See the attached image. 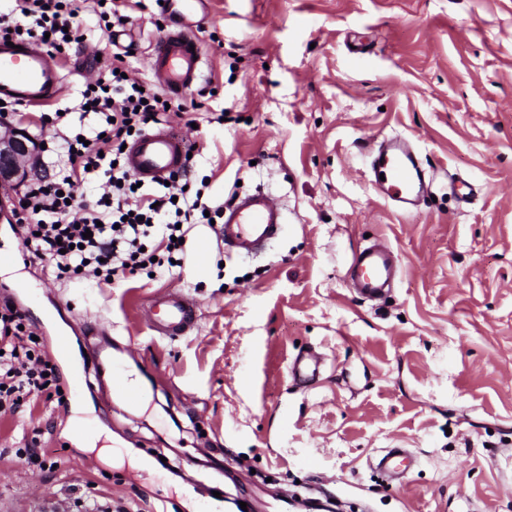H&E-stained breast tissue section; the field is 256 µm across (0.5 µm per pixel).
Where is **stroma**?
I'll use <instances>...</instances> for the list:
<instances>
[{"instance_id": "1", "label": "stroma", "mask_w": 512, "mask_h": 512, "mask_svg": "<svg viewBox=\"0 0 512 512\" xmlns=\"http://www.w3.org/2000/svg\"><path fill=\"white\" fill-rule=\"evenodd\" d=\"M80 7L84 40L56 58L64 92L19 122L38 140L69 133L41 127V112L75 106L112 51L132 49L131 77L151 79L148 52L165 34L156 0H128L113 35L95 0ZM195 37L203 77L186 111L161 121L194 147L191 176L208 177L206 195L263 189L283 208V231L241 256L196 224L182 266L112 287L55 279L28 258L21 225L0 221V250L18 255L0 270V298L43 343L70 330L58 372L89 382L64 405L32 396L0 416V505L236 512L254 492L256 512H287L282 493L297 480L336 512H512L502 485L512 471V0H208ZM396 134L432 179L431 200L408 214L374 192L366 169L369 143ZM456 179L475 185L471 204L451 194ZM370 240L401 265L390 301L375 305L345 283L352 251ZM164 289L198 303L187 335L149 328L148 302ZM102 327L111 361L147 391L140 406L102 404ZM307 350L323 369L302 388L289 367ZM77 416L109 451L75 436ZM29 445L56 469L20 462ZM396 446L418 457L403 487L368 466Z\"/></svg>"}]
</instances>
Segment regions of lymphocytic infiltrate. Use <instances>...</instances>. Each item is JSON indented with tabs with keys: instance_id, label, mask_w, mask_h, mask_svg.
I'll return each instance as SVG.
<instances>
[{
	"instance_id": "lymphocytic-infiltrate-1",
	"label": "lymphocytic infiltrate",
	"mask_w": 512,
	"mask_h": 512,
	"mask_svg": "<svg viewBox=\"0 0 512 512\" xmlns=\"http://www.w3.org/2000/svg\"><path fill=\"white\" fill-rule=\"evenodd\" d=\"M16 12H0V39L31 40L54 52L83 40L73 20L78 0H16ZM127 55L111 61L81 92L82 105L95 124L79 133L46 141V169L35 175L14 215L23 224L24 245L48 262L56 279L78 278L79 267L97 272L100 281L125 279L151 263L148 244L159 240L167 254L182 250L187 226L222 215V205L204 200L190 187L187 171L173 173L167 185L136 186L124 161L123 145L165 113L167 100L152 88L128 79ZM105 183L97 196L80 189ZM61 381L42 342L33 338L29 320L11 299L0 301V413L18 411L28 396L61 401Z\"/></svg>"
}]
</instances>
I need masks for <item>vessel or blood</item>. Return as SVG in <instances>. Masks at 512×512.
I'll return each instance as SVG.
<instances>
[{"instance_id": "1", "label": "vessel or blood", "mask_w": 512, "mask_h": 512, "mask_svg": "<svg viewBox=\"0 0 512 512\" xmlns=\"http://www.w3.org/2000/svg\"><path fill=\"white\" fill-rule=\"evenodd\" d=\"M207 0H163L168 31L157 40L149 54L154 82L169 96L182 97L203 73L204 58L196 48L193 20L206 7ZM64 76L54 58L31 44L13 48L0 40V99L35 105L57 98L64 90ZM187 144L169 129L142 133L130 146L126 165L137 178L152 183L165 180L183 169ZM372 183L378 194L392 201L398 211L415 205L426 188V169L407 138L394 135L375 144L368 153ZM283 222L280 205L264 190L239 195L224 208V222L218 232L225 249L247 254L278 237ZM398 272L396 257L389 244L355 250L349 262L351 288L366 301L377 299ZM197 303L183 292L165 290L149 302V325L160 335L175 338L192 330L198 320ZM321 358L318 354L296 359L289 372L300 384L312 382ZM112 393L128 405L146 399L144 389L119 368L110 373ZM414 458L405 448H387L377 453L371 468L384 480L403 478Z\"/></svg>"}]
</instances>
